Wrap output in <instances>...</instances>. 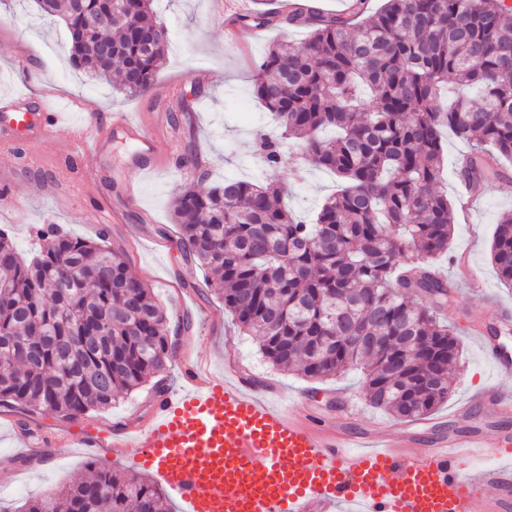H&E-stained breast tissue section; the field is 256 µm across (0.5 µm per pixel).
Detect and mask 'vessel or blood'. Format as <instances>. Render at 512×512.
<instances>
[{"label":"vessel or blood","mask_w":512,"mask_h":512,"mask_svg":"<svg viewBox=\"0 0 512 512\" xmlns=\"http://www.w3.org/2000/svg\"><path fill=\"white\" fill-rule=\"evenodd\" d=\"M112 125L134 142L136 163L153 167L159 146L149 130L125 116ZM46 129L81 137L46 102L34 112L0 105L1 142ZM470 403L512 413L491 389L474 392ZM64 441L107 446L113 457L150 471L184 512H512L510 430L435 439L410 432L405 448L381 447L300 421L255 395L243 377L201 383L194 368L181 389L157 402L148 423L114 432L73 426ZM474 455L490 461L475 482L460 476Z\"/></svg>","instance_id":"1"}]
</instances>
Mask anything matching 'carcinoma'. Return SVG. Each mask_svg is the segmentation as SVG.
Masks as SVG:
<instances>
[{"instance_id":"carcinoma-1","label":"carcinoma","mask_w":512,"mask_h":512,"mask_svg":"<svg viewBox=\"0 0 512 512\" xmlns=\"http://www.w3.org/2000/svg\"><path fill=\"white\" fill-rule=\"evenodd\" d=\"M63 19L71 63L98 79L117 71L116 91L151 88L168 44L151 19L153 0H36ZM298 7L282 22L310 29L301 46L279 40L254 70L252 94L279 121L262 159L288 150L336 177L311 223L282 204L284 186L224 179L209 191L176 192L173 220L188 260L210 270L209 286L239 332L259 341L277 368L313 379L357 371L366 402L422 420L453 395L459 340L444 318L455 286L433 261L448 253L454 213L438 184L441 131L471 150L456 175L479 193L512 158V6L505 0H385L352 24ZM112 9V24L95 17ZM451 82L457 96L439 100ZM481 92V104L469 91ZM336 128L323 139L318 133ZM34 233L22 257L0 229V405L77 420L151 386L166 392L173 351L167 314L153 288L98 240L56 224ZM492 262L512 287V211L498 219ZM22 512H168L157 484L96 459L89 475L29 499Z\"/></svg>"}]
</instances>
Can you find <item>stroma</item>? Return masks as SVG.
<instances>
[{
	"label": "stroma",
	"instance_id": "obj_1",
	"mask_svg": "<svg viewBox=\"0 0 512 512\" xmlns=\"http://www.w3.org/2000/svg\"><path fill=\"white\" fill-rule=\"evenodd\" d=\"M153 8L169 33L166 62L151 91L121 98L73 67L69 33L60 17L41 16L34 0H0V100L24 96L32 102L48 91L54 103H81V111L71 115L78 123L87 112L145 122L163 149L157 167L144 173L129 163L132 141L113 135L107 139L101 176L89 188L75 172L73 146L65 139L50 134L0 148V175L9 177L15 200L12 208L0 210V227L10 230L21 254L37 249L36 225L59 224L93 239L99 224H108L110 247L129 257L133 272L154 289L167 312L168 330L177 341L165 374L170 388L183 384L184 369L196 359L216 376L237 373L254 381L258 393L274 402L309 395L311 414L367 435L381 429L395 440L410 429L425 438L512 429V419L467 406L472 391L487 387L512 400V377L498 374L480 345L489 327L498 324L492 302L512 306V290L501 285L491 261L498 219L512 210V182L494 178L485 183L468 218L457 220L447 257L438 262L456 286L447 316L460 342L452 371L454 393L447 404L412 424L367 405L357 375L312 380L278 370L265 362L253 337L234 328L231 315L206 288L205 270L182 258L171 204L183 186L206 190L223 179L240 178L287 185L284 204L307 217L334 191L330 174L296 163L271 168L257 151L262 139L275 134L276 125L253 97L250 75L269 44L285 37L299 45L308 32L276 24L237 51L227 41L228 19L278 11L279 0H153ZM189 150L202 155L207 176L185 178L179 158ZM161 225L166 235H158ZM464 261L480 273L481 289L466 280L460 267ZM153 405L144 389L111 408L89 412L79 424L130 429L150 417ZM23 421L30 433L20 430ZM68 425L54 415L0 406V512H19L29 497L81 479L87 462L105 458L99 449L79 451L57 442Z\"/></svg>",
	"mask_w": 512,
	"mask_h": 512
}]
</instances>
